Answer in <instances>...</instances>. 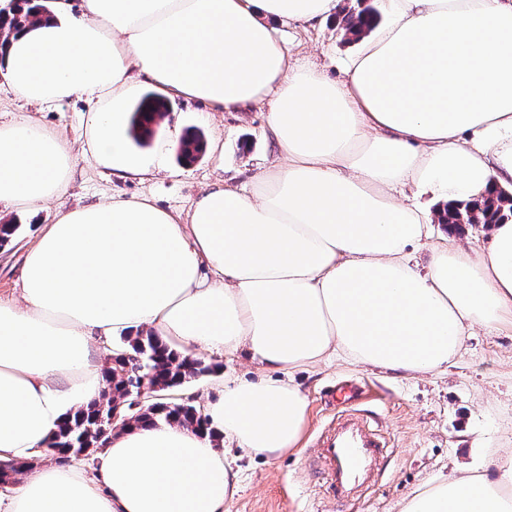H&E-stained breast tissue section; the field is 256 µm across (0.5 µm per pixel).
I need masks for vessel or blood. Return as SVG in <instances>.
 I'll use <instances>...</instances> for the list:
<instances>
[{
    "label": "vessel or blood",
    "instance_id": "obj_1",
    "mask_svg": "<svg viewBox=\"0 0 512 512\" xmlns=\"http://www.w3.org/2000/svg\"><path fill=\"white\" fill-rule=\"evenodd\" d=\"M386 448L384 436L360 410L337 415L318 435L314 456L323 465L330 499L352 502L375 485Z\"/></svg>",
    "mask_w": 512,
    "mask_h": 512
}]
</instances>
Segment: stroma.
Masks as SVG:
<instances>
[{
  "mask_svg": "<svg viewBox=\"0 0 512 512\" xmlns=\"http://www.w3.org/2000/svg\"><path fill=\"white\" fill-rule=\"evenodd\" d=\"M276 28L294 60L323 67L337 80L343 78L344 64L357 49L354 40L345 38L338 18L322 29L281 22ZM204 109L198 101H168L165 125L142 149L146 155L161 154L164 168L141 183L112 175L80 155L88 110L85 100L73 98L43 109L8 89L0 90L1 123L35 118L77 150L64 199L68 205L102 202L120 194L144 195L159 206L185 209L214 179L246 184L260 167L273 162L261 111L216 112L205 120L201 117ZM191 128L201 129L208 138L220 135L223 154L207 152L194 163L180 162L178 146ZM56 207L52 201L36 213L0 211V224L20 227L0 247L1 297L17 296L24 251L33 242L36 225L49 223ZM264 374V369L241 353L221 359L215 372L185 383L178 395L201 407L219 397L225 381L236 377L256 381ZM339 380H353L364 388L360 409L378 423L388 442L378 482L350 505L325 499L309 457L317 433L335 414L326 392ZM293 382L309 400L299 447L276 458L249 457L230 449L239 490L224 512H399L403 499L467 469H492L503 449L512 448V334L506 332L475 330L463 355L442 374L410 378L332 361L296 371Z\"/></svg>",
  "mask_w": 512,
  "mask_h": 512,
  "instance_id": "1",
  "label": "stroma"
}]
</instances>
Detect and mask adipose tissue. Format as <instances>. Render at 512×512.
<instances>
[{"instance_id":"obj_1","label":"adipose tissue","mask_w":512,"mask_h":512,"mask_svg":"<svg viewBox=\"0 0 512 512\" xmlns=\"http://www.w3.org/2000/svg\"><path fill=\"white\" fill-rule=\"evenodd\" d=\"M22 4L37 21L0 48V84L44 108L86 100L82 151L98 166L151 176L126 135L146 83L218 112L265 110L276 161L247 187L215 179L182 210L116 195L38 225L19 298L0 297L1 462L28 460L97 398L106 344L137 330L266 369L226 382L204 414L267 457L304 432L295 371L339 360L442 373L474 329L512 330V218L456 243L435 237L434 212L397 198L413 188L454 203L512 185V0H387L338 82L292 61L271 23L321 29L340 0H0V17ZM73 163L33 120L0 123V206L63 199ZM235 492L213 438L133 425L91 470H26L0 512H224ZM402 512H512V453Z\"/></svg>"}]
</instances>
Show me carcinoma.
<instances>
[{
  "label": "carcinoma",
  "instance_id": "cac0c4a2",
  "mask_svg": "<svg viewBox=\"0 0 512 512\" xmlns=\"http://www.w3.org/2000/svg\"><path fill=\"white\" fill-rule=\"evenodd\" d=\"M166 109V102L154 92L140 98L133 108L129 129V134L137 143L142 144L154 135L157 116ZM203 148V135L194 132L182 138L178 156L183 161L193 162L201 155ZM510 193L507 189H500L494 199L446 206L440 222L456 226L459 217L469 222V214L475 212L480 223L494 224L512 215V200L508 199ZM106 361V385L100 398L66 415L42 449L44 454L63 457L72 448H89L93 453L99 450L106 443V440L100 439V435L112 433L114 427L112 409L118 407L120 414L126 415V410L135 405L145 381L160 387L165 397L153 400L138 413L130 415L128 422L181 424L214 436L201 409L173 397V393L183 384L213 372L214 365L185 357L161 337L143 330L121 337V345L107 355Z\"/></svg>",
  "mask_w": 512,
  "mask_h": 512
}]
</instances>
